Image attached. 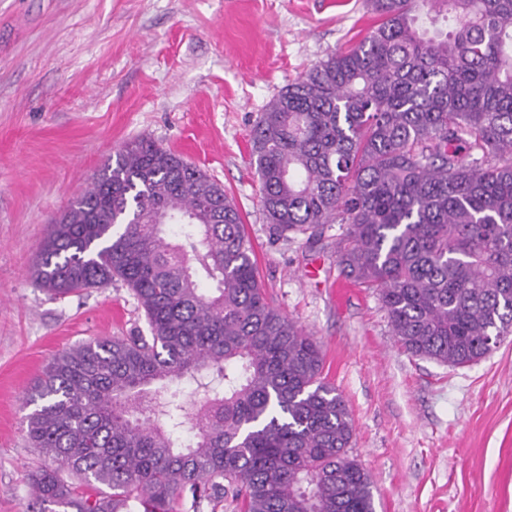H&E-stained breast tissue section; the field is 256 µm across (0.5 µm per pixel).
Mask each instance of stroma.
<instances>
[{
  "label": "stroma",
  "mask_w": 512,
  "mask_h": 512,
  "mask_svg": "<svg viewBox=\"0 0 512 512\" xmlns=\"http://www.w3.org/2000/svg\"><path fill=\"white\" fill-rule=\"evenodd\" d=\"M365 0H0V512H27L25 393L59 352L148 333L115 281L56 298L32 270L52 222L147 139L224 186L269 302L321 346L375 512H512V337L452 367L407 355L374 289L337 296L336 243L272 233L252 129L307 68L366 36Z\"/></svg>",
  "instance_id": "1"
}]
</instances>
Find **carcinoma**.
I'll list each match as a JSON object with an SVG mask.
<instances>
[{"mask_svg":"<svg viewBox=\"0 0 512 512\" xmlns=\"http://www.w3.org/2000/svg\"><path fill=\"white\" fill-rule=\"evenodd\" d=\"M367 3L369 35L260 113L262 207L280 236L348 225L339 275L377 291L397 344L467 366L512 336V0ZM33 278L55 297L121 280L151 335L63 350L27 391L44 458L28 512L226 496L241 512H375L319 345L268 302L237 207L200 169L126 144L55 220ZM183 380L203 396L170 390Z\"/></svg>","mask_w":512,"mask_h":512,"instance_id":"cac0c4a2","label":"carcinoma"}]
</instances>
